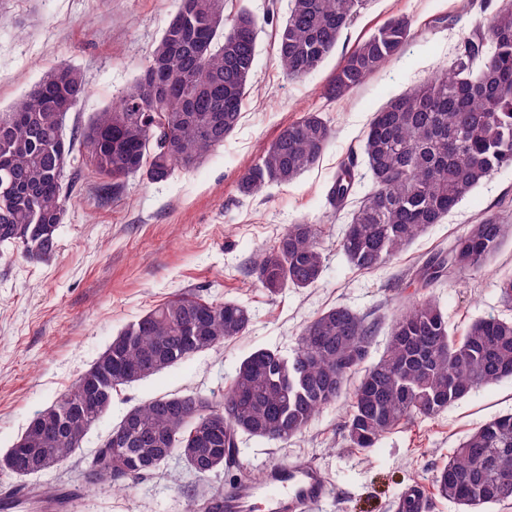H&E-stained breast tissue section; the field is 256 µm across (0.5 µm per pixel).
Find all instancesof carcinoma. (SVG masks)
I'll return each instance as SVG.
<instances>
[{"instance_id":"carcinoma-1","label":"carcinoma","mask_w":512,"mask_h":512,"mask_svg":"<svg viewBox=\"0 0 512 512\" xmlns=\"http://www.w3.org/2000/svg\"><path fill=\"white\" fill-rule=\"evenodd\" d=\"M367 0H292L280 26L276 63L302 80L336 48L341 32ZM472 32L447 70L394 98L375 114L361 153L372 189L359 202L338 246L349 265L378 271L433 224L446 217L498 169L512 165V4L488 18L471 19ZM258 21L242 10L224 17V0H178L142 74L119 101L83 132L97 171L112 191L140 174L158 183L188 169L222 146L234 131L254 72ZM412 21L389 17L344 56L324 87L340 99L397 57ZM84 93L80 72L68 65L45 71L12 108L0 113V247L29 261L54 254L66 210L67 112ZM335 128L318 112L284 126L241 175L244 196L288 185L313 168ZM357 158L344 163L327 200L341 204L357 182ZM509 225L485 215L457 236L446 252L413 271L424 292L393 315L380 358L366 364L374 327L343 305L318 313L303 328L291 357L258 349L236 367L220 397L188 392L155 397L127 409L87 461L89 486L133 487L144 476L180 460L208 478L238 453V439L287 441L346 393L358 376L346 421L347 446L375 447L390 431L417 418H434L476 390L512 379V321L472 322L457 336L440 304L425 291L482 270ZM320 225L290 224L251 262L257 283L276 295L311 288L325 257ZM246 306L180 294L126 325L71 389L30 420L0 471L16 479L69 461L88 431L112 406V394L247 332ZM437 493L461 512H487L512 503V413L472 431L434 477ZM224 497L216 487L190 497L186 512H210Z\"/></svg>"}]
</instances>
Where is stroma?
I'll use <instances>...</instances> for the list:
<instances>
[{
    "instance_id": "stroma-1",
    "label": "stroma",
    "mask_w": 512,
    "mask_h": 512,
    "mask_svg": "<svg viewBox=\"0 0 512 512\" xmlns=\"http://www.w3.org/2000/svg\"><path fill=\"white\" fill-rule=\"evenodd\" d=\"M290 4L225 0V16L244 8L259 26L256 68L237 128L194 168L177 170L159 183L140 175L129 178L112 196L101 190L82 133L95 113L114 103L141 74L177 0H0V113L52 66L77 68L87 89L65 122L74 151L68 161L70 199L55 255L27 261L0 248V454L13 446L35 413L71 387L113 336L174 295L191 291L234 300L254 315L243 336L114 392L111 410L88 432L82 454L26 478L25 491L82 489L80 512H185L188 494L229 481L236 471L257 477L268 465L305 456L323 467L333 487L320 512H399L400 496L411 484L424 489L432 512H459L436 494L433 476L469 432L512 410V380L483 387L436 418L387 433L366 451L345 445L349 400L344 397L298 437L244 439L238 469L207 481L172 460L126 491L84 485L85 452L99 446L127 408L191 391L222 394L249 353L266 348L292 355L303 327L323 309L343 305L374 323L371 354L379 356L392 315L416 294L408 270L448 246L480 215L512 219V167H507L495 171L392 264L373 273L353 270L338 239L358 197L372 187L366 165H359L355 195L340 209L328 205L327 189L350 153L359 150L375 113L391 97L448 67L468 25L457 18L460 0H369L342 32L333 54L306 80L293 81L275 63L277 30ZM394 14L413 21L414 36L403 54L343 99L323 98L322 88L344 55ZM308 112L323 113L336 131L319 162L289 185L242 196L238 180L261 148ZM299 222L323 229V276L311 288L268 294L251 277L250 261L259 247ZM508 273L512 234L488 270L432 289L451 330L463 333L488 315L512 317V306L501 301L495 286L497 276Z\"/></svg>"
}]
</instances>
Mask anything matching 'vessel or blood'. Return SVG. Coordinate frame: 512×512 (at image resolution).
Masks as SVG:
<instances>
[{"label": "vessel or blood", "instance_id": "vessel-or-blood-1", "mask_svg": "<svg viewBox=\"0 0 512 512\" xmlns=\"http://www.w3.org/2000/svg\"><path fill=\"white\" fill-rule=\"evenodd\" d=\"M324 470L312 459L300 457L269 465L260 480L245 481L215 501V512H317L331 495ZM77 496L67 490L36 502L38 512H71Z\"/></svg>", "mask_w": 512, "mask_h": 512}]
</instances>
